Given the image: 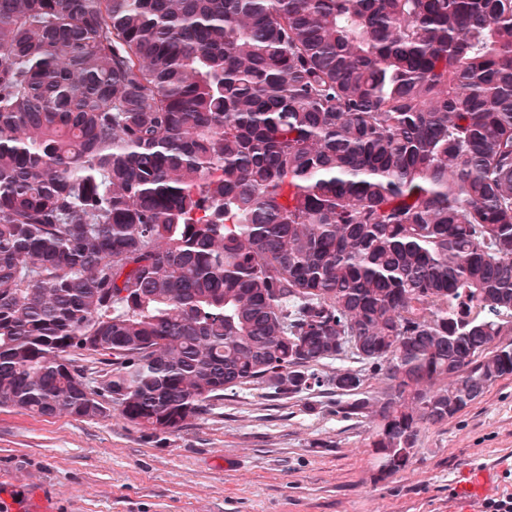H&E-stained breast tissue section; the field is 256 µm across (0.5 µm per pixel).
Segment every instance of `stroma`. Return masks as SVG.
<instances>
[{"instance_id":"1","label":"stroma","mask_w":512,"mask_h":512,"mask_svg":"<svg viewBox=\"0 0 512 512\" xmlns=\"http://www.w3.org/2000/svg\"><path fill=\"white\" fill-rule=\"evenodd\" d=\"M334 388L225 393L187 427L158 434L102 416L0 407V512L31 493L52 512H461L455 482L483 467L488 498L512 493V376L426 429L396 476L374 480L370 419L339 413Z\"/></svg>"}]
</instances>
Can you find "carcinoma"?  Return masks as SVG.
Here are the masks:
<instances>
[{"instance_id":"1","label":"carcinoma","mask_w":512,"mask_h":512,"mask_svg":"<svg viewBox=\"0 0 512 512\" xmlns=\"http://www.w3.org/2000/svg\"><path fill=\"white\" fill-rule=\"evenodd\" d=\"M507 319L512 0H0V407L330 385L383 481L512 375ZM75 360V364L86 369L89 377L98 378V375H103L109 371L112 366V356L109 355H95L93 357L82 356L74 354L71 356ZM93 372L92 374H90Z\"/></svg>"}]
</instances>
